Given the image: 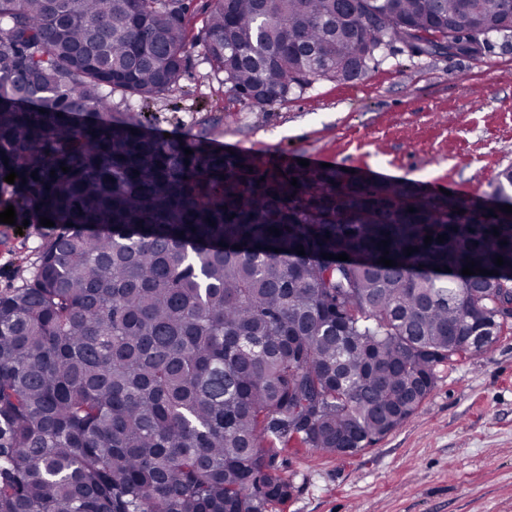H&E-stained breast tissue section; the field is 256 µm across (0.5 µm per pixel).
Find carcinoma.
Masks as SVG:
<instances>
[{
  "label": "carcinoma",
  "mask_w": 512,
  "mask_h": 512,
  "mask_svg": "<svg viewBox=\"0 0 512 512\" xmlns=\"http://www.w3.org/2000/svg\"><path fill=\"white\" fill-rule=\"evenodd\" d=\"M188 9L0 0V190L18 221L65 229L0 295V512H268L291 441L363 451L504 327L512 282L461 270L512 274V167L490 217L478 196L218 153L112 109L180 86ZM493 33L512 0H209L200 44L265 107L366 74L386 44L475 55Z\"/></svg>",
  "instance_id": "cac0c4a2"
}]
</instances>
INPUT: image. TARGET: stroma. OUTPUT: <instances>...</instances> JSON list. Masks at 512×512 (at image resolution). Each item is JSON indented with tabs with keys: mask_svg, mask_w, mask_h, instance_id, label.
<instances>
[{
	"mask_svg": "<svg viewBox=\"0 0 512 512\" xmlns=\"http://www.w3.org/2000/svg\"><path fill=\"white\" fill-rule=\"evenodd\" d=\"M147 125L172 138L218 119L216 140L266 160L318 155L332 166L492 197L512 167V37L485 51L380 52L361 79L318 80L262 109L237 101L193 43L180 88L152 103ZM57 228L0 223V295L22 287ZM293 485L273 512H512V319L482 354L449 362L400 428L355 455L291 443Z\"/></svg>",
	"mask_w": 512,
	"mask_h": 512,
	"instance_id": "35a3bbf8",
	"label": "stroma"
}]
</instances>
